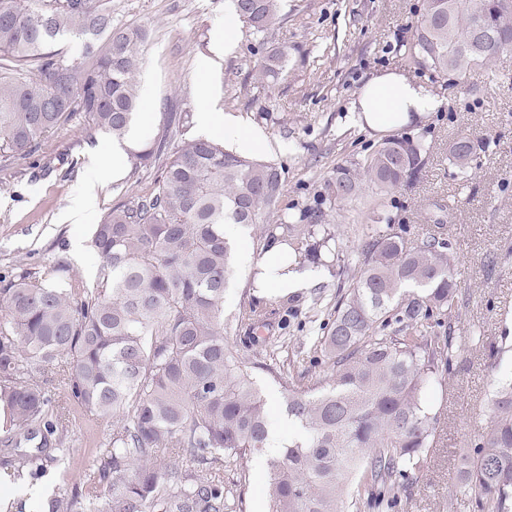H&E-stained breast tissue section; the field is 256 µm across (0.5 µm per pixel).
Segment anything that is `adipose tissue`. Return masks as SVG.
<instances>
[{
    "label": "adipose tissue",
    "instance_id": "adipose-tissue-1",
    "mask_svg": "<svg viewBox=\"0 0 512 512\" xmlns=\"http://www.w3.org/2000/svg\"><path fill=\"white\" fill-rule=\"evenodd\" d=\"M441 105V99L423 84L395 72H386L373 76L365 83L351 100L348 111L353 125L384 131L426 120ZM198 127L203 132L222 135L225 141L244 154L252 155L270 148L259 128L246 124L234 114L228 113L220 118L215 113L201 111L198 114ZM282 250L281 243L272 242L264 256L255 263L260 288L274 296L309 288L320 275L316 268L288 266L282 258Z\"/></svg>",
    "mask_w": 512,
    "mask_h": 512
}]
</instances>
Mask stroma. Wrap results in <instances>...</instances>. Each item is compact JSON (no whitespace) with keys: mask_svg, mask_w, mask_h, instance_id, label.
<instances>
[{"mask_svg":"<svg viewBox=\"0 0 512 512\" xmlns=\"http://www.w3.org/2000/svg\"><path fill=\"white\" fill-rule=\"evenodd\" d=\"M227 5L228 0H111L116 23L147 33L140 46L139 109L149 119L147 137H154L166 112L187 115L179 140L199 137L196 118L204 108L260 127L271 146L265 160L284 171L282 209L298 224L321 219L339 253V261L322 268L313 289L285 297L260 295L254 267L235 260L224 298V338L257 362L253 378L270 416L278 417L285 411L289 382L313 386L327 372L303 361L291 378L275 375L309 335L313 320H325L326 309L348 291L361 261L357 249L364 227L382 214L391 224L406 225L412 239L443 231L456 256L461 290L451 332L452 365L423 396L424 404L440 413V429L419 481L401 493L394 512H476L472 497L459 487V458L488 419L494 384L512 375V49L490 69L439 75L405 54L423 0H282L281 18L266 34L242 26L228 53L217 41ZM279 45L287 46L288 62L272 80L260 63L267 48ZM390 71L444 100L426 121L400 130L428 145L424 163L412 181L388 194L368 183L351 201L330 200L325 184L336 165L363 161L387 138L353 126L347 107L368 79ZM460 135L485 144L466 177L449 153ZM94 147L111 160V135L86 132L83 117L76 115L41 138L36 166L0 157V280L9 281L21 266L34 272L58 263L77 285L94 281L101 264L91 246L94 225L113 208L149 195L164 165L159 159L136 170L127 166L113 181L92 162ZM89 192L96 197L91 223L64 222L66 209ZM316 293L322 297L317 309ZM251 306L269 322L254 335L238 319ZM108 435L106 427L73 417L69 466H49L34 481L1 484L0 500L35 512L54 490L82 483L88 453L104 454ZM268 481L262 457L225 467L233 512H268Z\"/></svg>","mask_w":512,"mask_h":512,"instance_id":"stroma-1","label":"stroma"}]
</instances>
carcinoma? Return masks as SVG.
<instances>
[{
    "label": "carcinoma",
    "mask_w": 512,
    "mask_h": 512,
    "mask_svg": "<svg viewBox=\"0 0 512 512\" xmlns=\"http://www.w3.org/2000/svg\"><path fill=\"white\" fill-rule=\"evenodd\" d=\"M110 0H0V155L30 160L42 136L83 115L90 132L122 138L139 103L143 29L112 22ZM240 20L266 33L280 0H234ZM497 35L481 57L466 44L476 25ZM79 54L54 49L64 36ZM512 47V0H425L407 53L445 75H463ZM288 47L261 70L284 71ZM163 114L155 137L131 154L138 169L167 156L153 192L95 226V281L77 288L61 266L18 267L0 288V467L21 479L70 458L62 416L79 410L110 426L108 467L84 465L83 484L51 494L42 512H229L224 464L267 448L269 413L253 365L224 340L232 244L224 225L271 238L282 230L295 261L317 255L313 224L278 209L276 164L207 139L172 144ZM481 150L450 146L465 169ZM427 148L393 136L357 166L340 165L328 196L357 197L368 181L388 193L412 180ZM277 224L260 225L263 214ZM363 262L334 318L309 339L328 372L316 388L291 387L296 426L271 456L270 512H383L419 479L439 414L423 395L448 371L441 328L459 307L452 244L370 229ZM41 430L36 451L21 448ZM460 488L478 512H512V376L498 382L486 426L460 466Z\"/></svg>",
    "instance_id": "cac0c4a2"
}]
</instances>
